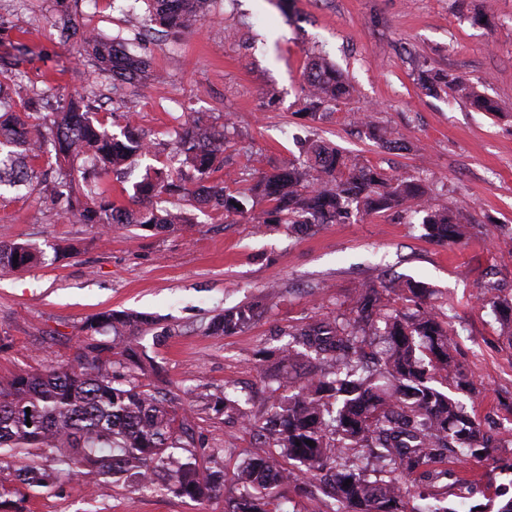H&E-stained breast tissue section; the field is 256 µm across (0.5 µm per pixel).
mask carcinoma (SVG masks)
Returning <instances> with one entry per match:
<instances>
[{
  "instance_id": "1",
  "label": "carcinoma",
  "mask_w": 512,
  "mask_h": 512,
  "mask_svg": "<svg viewBox=\"0 0 512 512\" xmlns=\"http://www.w3.org/2000/svg\"><path fill=\"white\" fill-rule=\"evenodd\" d=\"M151 2L150 21L180 32L206 17L210 0ZM53 25L62 46L90 51L112 72L114 94L145 86L147 59L90 34L66 10ZM304 83L306 111L313 119L353 94L336 66L322 57L308 63ZM442 87L484 111L498 109L467 78L435 75L426 84L432 92ZM1 107L7 112L0 116V186L34 181L61 217L104 231L134 225L159 233L194 223L181 209L154 205L167 196L241 219L251 218L258 201L267 200L273 203L270 214L293 232L300 225L334 224L353 208L368 214L404 208L421 215L425 235L440 243L461 244L469 233V215L431 207L418 182L352 164L337 148L314 142L306 147V160L290 161L262 175L247 191L227 195L224 187L209 184L211 175L224 168V133L201 120L175 132L179 167L150 168L134 183L132 198L141 207L130 209L112 201L100 177L154 149L132 122L119 138L93 120L95 106L82 100L42 118L10 111L13 104L0 94ZM46 157L55 159V167L41 174L35 164ZM43 257L35 244L0 242V271L32 267ZM487 304L501 333L512 335V297L497 294ZM258 310L256 304L226 310L214 317L210 329L216 335L241 331L256 321ZM378 323L384 324L387 342L381 377L359 373L352 365L359 344ZM147 326L148 319L137 313L100 311L84 323L85 337L71 360L0 376V464L20 453L53 463L51 468L34 462L19 467L18 485L0 483V499L46 487L56 471L72 467L104 485L110 477L125 475L138 483L162 478L161 486L190 499L224 494L220 452L199 461L178 395L134 375L155 371L143 344ZM293 336L295 344L278 349L285 366L279 379L288 382L286 366L299 357L323 369L288 398H272L273 422L241 413L244 423L268 440L270 450L238 469L232 485L240 495L230 512H284L285 492L299 491L316 478L339 504L334 512H421L411 505L413 495L403 478L453 448L480 462L490 449L512 443L483 430L478 418L450 396L453 391L473 393L476 387L455 362L448 327L432 309L419 306L413 314H395L375 286L365 285L353 319L310 324ZM352 448L373 453L389 467V475L370 480L361 468L347 464ZM281 457L293 461V467H283Z\"/></svg>"
}]
</instances>
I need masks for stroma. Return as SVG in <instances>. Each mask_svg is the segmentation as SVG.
I'll return each mask as SVG.
<instances>
[{
  "label": "stroma",
  "instance_id": "obj_1",
  "mask_svg": "<svg viewBox=\"0 0 512 512\" xmlns=\"http://www.w3.org/2000/svg\"><path fill=\"white\" fill-rule=\"evenodd\" d=\"M100 35L141 36L151 67L146 88L116 98L112 81L90 54L59 47L56 0H0V57L22 55L11 88L15 101L38 97L56 112L86 94L120 133L126 114L147 138L161 140L175 116L195 115L234 134L212 182L245 191L261 173L303 156V142L334 146L362 165L419 180L431 206L454 204L473 216L470 240L428 239L418 215L390 210L351 213L306 233L276 223L263 203L264 225L197 210L195 225L163 235L131 228L103 233L57 217L26 191H0V241L33 242L42 264L0 272V375L69 358L85 319L112 308L151 315L144 343L173 391L184 393L188 421L205 446L224 449V471L259 448L245 427L249 414L268 419L274 351L305 325L352 316L367 283L412 280L449 322L456 357L478 393L467 399L485 429L512 430V337L501 335L489 289L512 295V0H492L491 24L474 22L483 0H214L194 30L173 34L147 20V6L114 9L112 0H67ZM325 55L354 87L352 97L305 115L302 74L310 55ZM477 82L498 111L484 112L419 84L424 74ZM391 140H372L360 114ZM80 242L55 260L53 245ZM264 299L248 329L209 334L225 309ZM240 403L225 408V397ZM413 484L452 512H491L512 497V447L481 462L458 455L414 473ZM223 499L193 500L171 492H138L113 480L89 492L83 475L59 474L50 487L0 504V512H224Z\"/></svg>",
  "mask_w": 512,
  "mask_h": 512
}]
</instances>
